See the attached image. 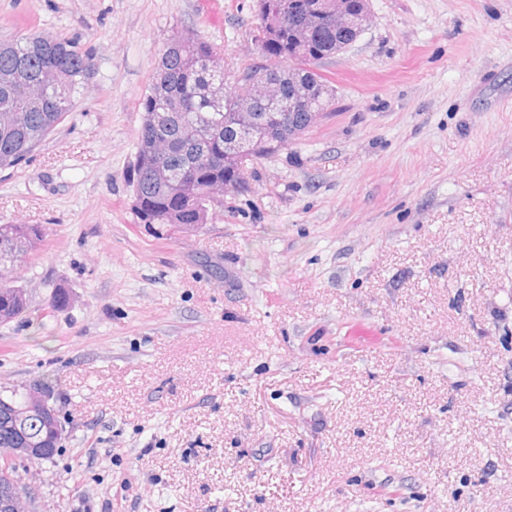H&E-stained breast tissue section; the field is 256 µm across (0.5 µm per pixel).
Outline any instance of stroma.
<instances>
[{
  "mask_svg": "<svg viewBox=\"0 0 512 512\" xmlns=\"http://www.w3.org/2000/svg\"><path fill=\"white\" fill-rule=\"evenodd\" d=\"M372 10L324 117L186 232L130 209L140 103L177 31L250 63L255 0H0V38L95 61L0 172L45 232L0 324V393L65 427L35 512H512V0Z\"/></svg>",
  "mask_w": 512,
  "mask_h": 512,
  "instance_id": "stroma-1",
  "label": "stroma"
}]
</instances>
